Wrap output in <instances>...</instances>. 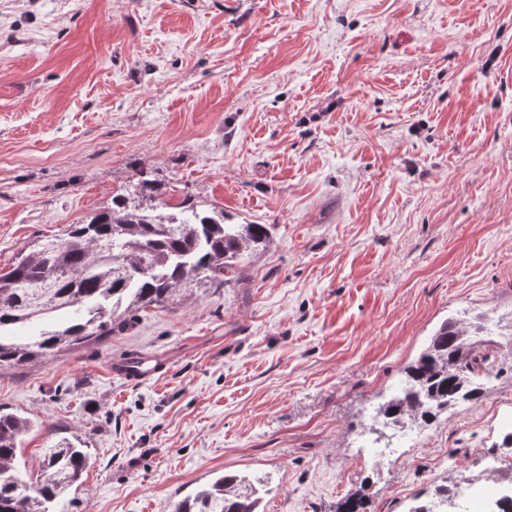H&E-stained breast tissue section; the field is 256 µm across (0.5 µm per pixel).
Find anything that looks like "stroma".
I'll return each mask as SVG.
<instances>
[{"label":"stroma","instance_id":"35a3bbf8","mask_svg":"<svg viewBox=\"0 0 512 512\" xmlns=\"http://www.w3.org/2000/svg\"><path fill=\"white\" fill-rule=\"evenodd\" d=\"M267 224L220 287L0 365L35 420L21 469L79 437L74 512H170L228 472L262 512H488L512 486V0H0V269L139 168ZM497 377L427 427L378 405L447 319ZM165 375L129 382L126 357Z\"/></svg>","mask_w":512,"mask_h":512}]
</instances>
